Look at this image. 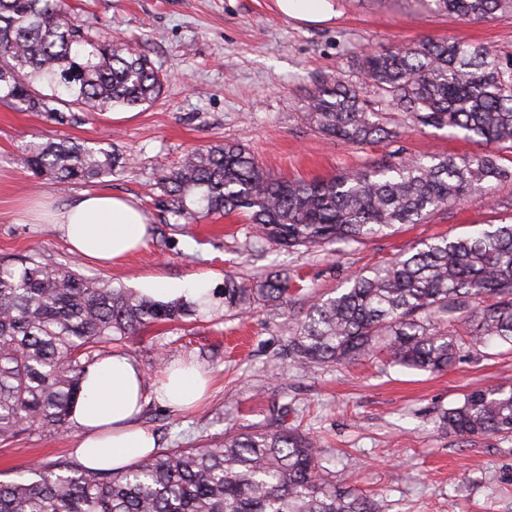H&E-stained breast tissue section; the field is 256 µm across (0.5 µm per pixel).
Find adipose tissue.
I'll return each mask as SVG.
<instances>
[{"mask_svg": "<svg viewBox=\"0 0 512 512\" xmlns=\"http://www.w3.org/2000/svg\"><path fill=\"white\" fill-rule=\"evenodd\" d=\"M71 253L100 264L118 260L141 247L147 233L143 210L125 196L85 193L51 212ZM206 381L188 364L168 366L154 393L171 407L184 410L204 398ZM144 375L124 353L115 351L91 366L80 399L69 420L76 428L75 452L87 467L121 470L153 452L155 436L140 425Z\"/></svg>", "mask_w": 512, "mask_h": 512, "instance_id": "adipose-tissue-1", "label": "adipose tissue"}]
</instances>
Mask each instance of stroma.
Returning a JSON list of instances; mask_svg holds the SVG:
<instances>
[{"label": "stroma", "instance_id": "1", "mask_svg": "<svg viewBox=\"0 0 512 512\" xmlns=\"http://www.w3.org/2000/svg\"><path fill=\"white\" fill-rule=\"evenodd\" d=\"M74 22L92 21L119 37L166 75L161 96L123 117L104 112L61 124L39 112L0 102V260L36 256L88 278L141 290L148 277L180 283L207 277L221 287L231 272L251 282L288 275L293 300L326 297L348 279L380 266L437 235L458 237L512 221V180L489 183L459 205L421 224H403L361 243L288 252L251 246L240 216L161 230L157 171L193 150L239 143L277 177L328 178L358 170L390 151L454 156L480 145L431 127L394 143L354 145L330 140L305 122L306 94L325 79L349 75L366 48L448 38L512 57V15L461 20L425 11L420 0H333L335 15L308 26L279 13L275 0H68ZM88 141L116 150L122 165L91 185L57 190L26 171V142ZM136 201L149 223L144 248L109 267L79 261L57 225L32 212L75 200L84 190ZM288 313L262 304L239 316L214 306L194 322L161 324L131 337L123 352L143 371L142 425L162 448H191L243 428H263L272 409L286 425L316 439L337 485L376 496L382 512H512V437L462 440L438 427V415L476 387H512V347L466 354L448 371L430 374L388 363L378 353L338 367L304 368L288 353ZM192 360L210 379L201 407L180 411L153 389L161 364ZM75 429L28 431L0 442V482L37 461L74 459Z\"/></svg>", "mask_w": 512, "mask_h": 512}]
</instances>
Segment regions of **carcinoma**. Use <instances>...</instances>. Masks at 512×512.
<instances>
[{"mask_svg":"<svg viewBox=\"0 0 512 512\" xmlns=\"http://www.w3.org/2000/svg\"><path fill=\"white\" fill-rule=\"evenodd\" d=\"M465 20L512 14V0H428ZM66 0H0V100L78 123L95 112L155 101L163 78L146 57L100 41L76 25ZM353 78L308 92L307 123L346 143L400 140L405 123L459 131L491 153L395 158L327 179L269 174L240 144L189 152L155 176L173 223L232 213L247 216L256 243L297 250L360 242L398 224H420L492 181L512 179V64L487 47L447 38L370 49ZM49 90L45 94L36 85ZM24 166L58 186L90 183L121 166L112 150L86 142L29 141ZM227 313L257 301L290 304L288 277L253 287L227 273L212 291ZM201 305L160 301L68 266L32 257L0 263V439L69 423L86 371L141 329L199 317ZM294 361L342 366L381 350L394 365L440 373L461 354L495 341L512 345V224L440 236L396 256L303 317L288 311ZM463 440L512 436V387L475 389L439 414ZM0 512H381L374 498L330 479L315 442L270 423L199 448H160L119 471L65 460L0 483Z\"/></svg>","mask_w":512,"mask_h":512,"instance_id":"cac0c4a2","label":"carcinoma"}]
</instances>
